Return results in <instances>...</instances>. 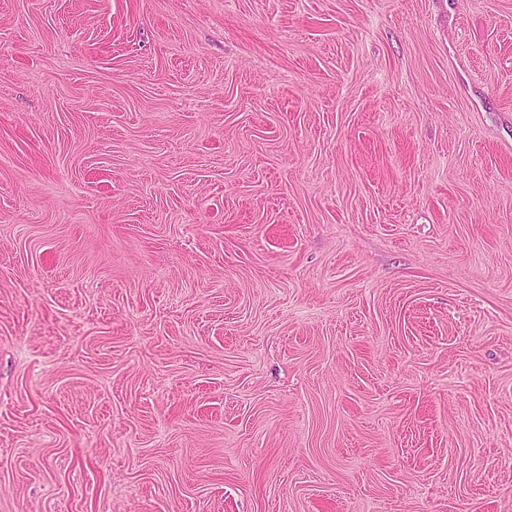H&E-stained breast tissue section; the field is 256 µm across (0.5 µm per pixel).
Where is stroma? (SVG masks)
<instances>
[{"mask_svg":"<svg viewBox=\"0 0 512 512\" xmlns=\"http://www.w3.org/2000/svg\"><path fill=\"white\" fill-rule=\"evenodd\" d=\"M0 512H512V0H0Z\"/></svg>","mask_w":512,"mask_h":512,"instance_id":"35a3bbf8","label":"stroma"}]
</instances>
